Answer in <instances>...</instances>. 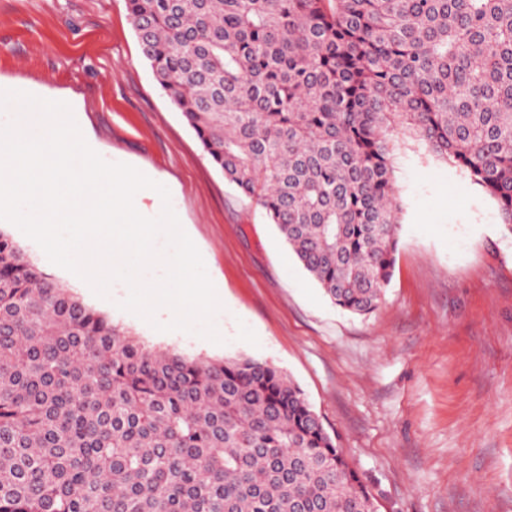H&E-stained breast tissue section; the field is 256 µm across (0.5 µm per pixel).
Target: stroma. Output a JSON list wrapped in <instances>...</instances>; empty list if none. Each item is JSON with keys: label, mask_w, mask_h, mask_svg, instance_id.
Segmentation results:
<instances>
[{"label": "stroma", "mask_w": 512, "mask_h": 512, "mask_svg": "<svg viewBox=\"0 0 512 512\" xmlns=\"http://www.w3.org/2000/svg\"><path fill=\"white\" fill-rule=\"evenodd\" d=\"M68 102L106 161L154 174L224 283L222 338L158 333L72 282L15 225L44 272L145 344L250 356L304 392L379 512H512V234L496 202L422 142L399 141L403 208L391 279L372 313L332 304L254 200L202 153L157 86L125 0H0V88Z\"/></svg>", "instance_id": "1"}]
</instances>
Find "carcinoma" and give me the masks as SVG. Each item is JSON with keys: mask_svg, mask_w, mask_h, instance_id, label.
Listing matches in <instances>:
<instances>
[{"mask_svg": "<svg viewBox=\"0 0 512 512\" xmlns=\"http://www.w3.org/2000/svg\"><path fill=\"white\" fill-rule=\"evenodd\" d=\"M204 156L333 304L391 277L394 133L512 233V0H126ZM0 512H377L301 389L146 345L0 231Z\"/></svg>", "mask_w": 512, "mask_h": 512, "instance_id": "obj_1", "label": "carcinoma"}]
</instances>
